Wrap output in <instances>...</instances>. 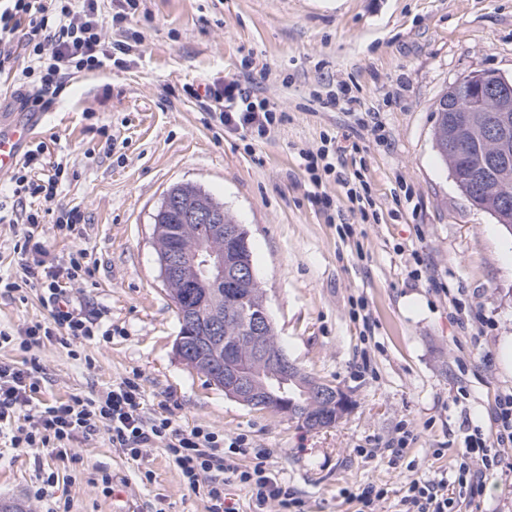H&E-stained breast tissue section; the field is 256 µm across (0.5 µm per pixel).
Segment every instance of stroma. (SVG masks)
<instances>
[{
  "label": "stroma",
  "instance_id": "1",
  "mask_svg": "<svg viewBox=\"0 0 512 512\" xmlns=\"http://www.w3.org/2000/svg\"><path fill=\"white\" fill-rule=\"evenodd\" d=\"M107 36L131 45L126 66L75 79L39 139L48 162H67L55 207L85 216L70 233L47 216L42 235L60 265L79 249L96 260L71 296L112 334L23 351V331L48 316L42 291L0 292V329L12 336L0 361L39 360L47 404L136 377L147 414L269 449V468L307 512H356L347 496L367 485L386 490L383 512H399L411 479L455 474L465 439L491 433L495 399L512 391L501 357L512 338V236L457 189L433 144L434 109L461 76L512 77V0H140ZM232 79L285 113L266 137L228 130L183 93ZM342 84L359 111L327 106ZM327 138L348 170H362L376 219L361 220L335 183L331 209L308 198L299 153ZM180 183L247 230L279 346L352 401L333 427L250 408L176 356L153 215ZM403 430L396 462L369 456ZM72 446L77 459L62 460L0 444V504L207 512L204 491L190 490L162 449L133 460L103 437ZM39 460L58 473L41 501ZM100 470L111 493L88 481ZM448 494L457 512H512V450L480 501L454 481Z\"/></svg>",
  "mask_w": 512,
  "mask_h": 512
}]
</instances>
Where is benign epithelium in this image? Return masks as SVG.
I'll use <instances>...</instances> for the list:
<instances>
[{"mask_svg": "<svg viewBox=\"0 0 512 512\" xmlns=\"http://www.w3.org/2000/svg\"><path fill=\"white\" fill-rule=\"evenodd\" d=\"M480 98L475 108L477 112H496V119L489 130V137L498 146V151L491 156L487 173H492L512 156V77L508 78L495 72H474L455 80L448 87V99L457 102ZM212 213L194 210L189 214L194 225L207 226V235L195 239V243L177 254L161 252V277L164 283H170L174 276L181 275L210 291L228 288L234 291L243 289L247 292L257 287V280L250 268L243 267L226 258V250L211 246L215 240L229 241L240 236L241 228L234 224L210 223ZM273 329V323L265 308L253 316L251 336L255 339L254 355L260 371L255 374L243 373L233 360L220 361L224 369V392L239 402L253 406L266 404L287 418L298 417L300 410L296 401L288 396L285 385L296 380L300 368L280 351H271L261 337ZM305 395H314L320 399L341 402L342 408L349 407L348 395L339 387L324 386L314 382L305 389Z\"/></svg>", "mask_w": 512, "mask_h": 512, "instance_id": "benign-epithelium-1", "label": "benign epithelium"}]
</instances>
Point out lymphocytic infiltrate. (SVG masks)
Here are the masks:
<instances>
[{
    "mask_svg": "<svg viewBox=\"0 0 512 512\" xmlns=\"http://www.w3.org/2000/svg\"><path fill=\"white\" fill-rule=\"evenodd\" d=\"M119 11L109 17L99 10L97 0H0V73L15 70L22 107L44 112L68 87L74 75L120 67L130 52L129 44L107 41L114 18H126L136 0H117ZM27 26L26 58L23 67H12V44L20 26ZM185 92L206 108L218 112L224 126L265 136L277 117L263 101L235 80L224 86L186 87ZM45 144L27 149L10 175L11 191L18 198H36L53 203L63 164L44 173ZM309 176L308 194L318 205L330 207L325 176H333L361 218H368L373 200L361 171L346 172L336 152L324 149L302 152ZM45 211L15 208L0 200V223L19 224L23 231L14 245L19 256V277L0 275V288L9 292L26 285L41 288L49 311L46 321L24 331V348L43 344L54 337L70 340L94 336L96 321L76 308L69 295L70 282L91 278L96 263L80 250L68 267L48 262V249L41 235ZM43 368L39 361L23 365L0 362V432H6L11 447L53 448L66 456V442L105 436L113 447L138 459L150 448H160L178 467L186 485L202 488L209 500L208 512H235L228 504L224 474L248 488L255 512H305L304 502L295 497L285 482L269 469L267 449L254 447L246 435L227 439L203 427L187 430L170 417H146L144 395L136 379L126 377L102 392L47 407L34 402ZM492 436L469 435L461 452L457 482L470 498L482 497L487 474L499 469L504 452L512 447V393L500 395L493 412ZM400 503L402 512H452L447 477L411 480Z\"/></svg>",
    "mask_w": 512,
    "mask_h": 512,
    "instance_id": "1",
    "label": "lymphocytic infiltrate"
}]
</instances>
